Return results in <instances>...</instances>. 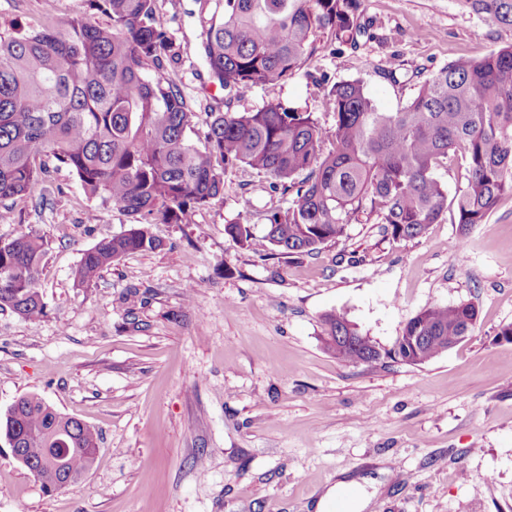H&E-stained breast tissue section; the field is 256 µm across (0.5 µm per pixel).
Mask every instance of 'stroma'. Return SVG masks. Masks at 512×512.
I'll return each mask as SVG.
<instances>
[{"label": "stroma", "instance_id": "obj_1", "mask_svg": "<svg viewBox=\"0 0 512 512\" xmlns=\"http://www.w3.org/2000/svg\"><path fill=\"white\" fill-rule=\"evenodd\" d=\"M370 28L358 47L321 35L315 55L278 87L314 112L334 84L359 79L395 111L423 75L458 56L512 42L457 0H362ZM180 48L166 74L194 113L202 142L211 113L251 112L268 93L210 84L198 45L212 7L156 0ZM289 196L247 167L183 224H153L160 246L131 253L87 288L74 271L132 216L84 194L52 169L44 197L9 201L0 242L27 227L49 249L39 288L46 314L0 311V414L37 394L94 427V468L58 493L43 490L0 439V512H316L329 491L355 483L363 512H512V198L460 234L443 215L422 237L392 241L350 224L312 255L246 249L227 222L265 233ZM437 303L475 304L467 341L421 364L346 363L322 344L323 318L344 313L380 350Z\"/></svg>", "mask_w": 512, "mask_h": 512}]
</instances>
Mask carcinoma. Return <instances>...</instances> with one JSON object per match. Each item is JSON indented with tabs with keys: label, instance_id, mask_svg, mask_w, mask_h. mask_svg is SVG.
<instances>
[{
	"label": "carcinoma",
	"instance_id": "obj_1",
	"mask_svg": "<svg viewBox=\"0 0 512 512\" xmlns=\"http://www.w3.org/2000/svg\"><path fill=\"white\" fill-rule=\"evenodd\" d=\"M111 24L58 19L45 10L38 29L0 30V201L33 194L49 164L65 166L86 195L102 196L133 216L181 224L224 192V174L249 167L292 200L267 216L264 241L286 254H313L346 234L348 225L380 224L394 241L423 236L450 211L460 234L484 224L512 197V43L480 58H455L419 85L395 112L378 108L364 83L335 84L320 107L336 116L325 132L314 113L290 107L276 88L328 33L357 47L367 34L361 0H215L199 53L213 82L237 92L261 87L268 101L254 112L212 113L203 146L190 137L191 112L164 61L180 49L167 35L156 0H92ZM490 28L512 29V0H458ZM466 164L453 197L438 177L452 156ZM241 247L251 225L225 224ZM159 242L147 225L100 240L74 272L92 284L104 268ZM48 241L28 228L0 242V310L36 322L46 311L39 277ZM475 306L433 304L407 324L384 353L422 364L461 342ZM411 336L428 340L412 347ZM322 343L336 359L377 362L383 353L342 313L324 317ZM12 452L37 467L67 441L65 472L92 470L97 431L57 411L38 395L18 398L0 419Z\"/></svg>",
	"mask_w": 512,
	"mask_h": 512
}]
</instances>
